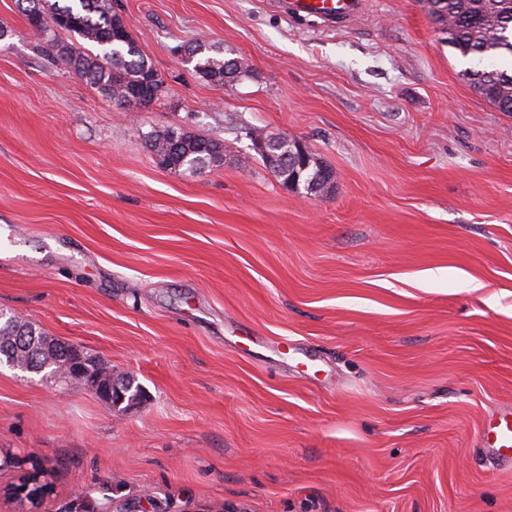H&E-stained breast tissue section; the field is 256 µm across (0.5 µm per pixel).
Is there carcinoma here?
I'll list each match as a JSON object with an SVG mask.
<instances>
[{"mask_svg": "<svg viewBox=\"0 0 512 512\" xmlns=\"http://www.w3.org/2000/svg\"><path fill=\"white\" fill-rule=\"evenodd\" d=\"M27 22L42 17L45 25L58 18L66 20L61 31L70 40L61 42L52 36L51 46L57 57L75 74L85 79L99 92L113 99L127 100L136 106L147 96L161 93L162 87H145V82L155 68L144 56L139 45L129 36L122 40L113 34L115 24L121 18L112 13L111 0H19ZM431 13L437 23L448 33V46L463 57L481 58L501 53L512 55V0H431ZM96 45L97 51L84 46V42ZM187 64L201 79L224 84L225 73L234 78L246 73L238 65L239 58L222 57L220 47L204 41L191 43L187 48ZM473 89L501 112L512 113V72L490 66L465 72ZM180 146L171 152L159 141V133L148 139L150 151L164 168L186 171L191 168L224 165V159L215 160L210 150L224 154V143L199 137L186 130L177 131ZM328 167L318 160L300 173L299 182L309 194L324 191L330 185L326 176ZM0 365L10 361L20 363L37 359L35 368L47 369V376L56 378L59 366L69 361L70 346L44 336L33 326L21 323L0 310ZM84 371L93 379L99 374L114 377L112 369L90 356L84 357ZM126 405L140 403L144 394L135 380L119 378Z\"/></svg>", "mask_w": 512, "mask_h": 512, "instance_id": "carcinoma-1", "label": "carcinoma"}]
</instances>
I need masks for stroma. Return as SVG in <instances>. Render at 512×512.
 <instances>
[{
  "mask_svg": "<svg viewBox=\"0 0 512 512\" xmlns=\"http://www.w3.org/2000/svg\"><path fill=\"white\" fill-rule=\"evenodd\" d=\"M160 73L123 112L0 0V310L134 378L111 408L0 366V512H512L484 463L512 407V114L424 0L329 29L272 0H112ZM248 71L209 84L176 54ZM333 172L286 190L247 127ZM223 141L162 168L148 134ZM480 289H472V282ZM188 46L187 64L192 65L193 71L201 79L215 84L223 85L226 72H234L232 81L237 80L246 68L239 67V57L224 58L219 46L204 41H196Z\"/></svg>",
  "mask_w": 512,
  "mask_h": 512,
  "instance_id": "stroma-1",
  "label": "stroma"
}]
</instances>
